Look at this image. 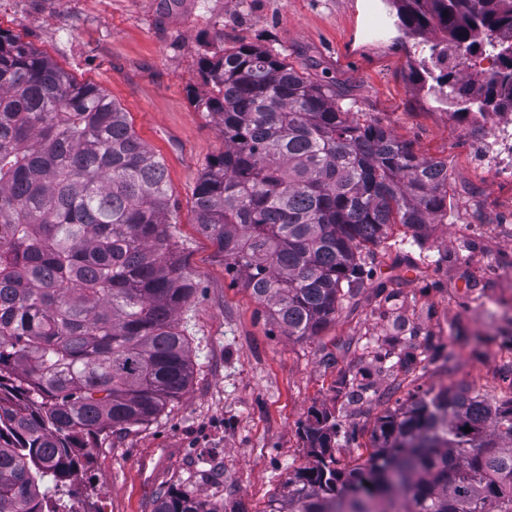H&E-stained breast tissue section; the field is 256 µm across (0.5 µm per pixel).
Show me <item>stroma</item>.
<instances>
[{
	"instance_id": "stroma-1",
	"label": "stroma",
	"mask_w": 512,
	"mask_h": 512,
	"mask_svg": "<svg viewBox=\"0 0 512 512\" xmlns=\"http://www.w3.org/2000/svg\"><path fill=\"white\" fill-rule=\"evenodd\" d=\"M370 2L0 0V28L105 90L164 159L179 258L197 283L179 316L191 385L154 420L98 437L76 512H153L172 490L265 512L308 462L314 414L335 417L332 453L350 468L378 419L412 395L454 384L512 397V179L494 172L468 119L412 74L417 39L368 35ZM242 41L286 54L335 85L343 105L448 163V208L423 247L395 228L373 248L371 280L314 336L273 324L194 222L198 178L224 151L201 104V62Z\"/></svg>"
}]
</instances>
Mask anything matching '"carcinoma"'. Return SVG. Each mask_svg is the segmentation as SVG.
<instances>
[{
  "label": "carcinoma",
  "mask_w": 512,
  "mask_h": 512,
  "mask_svg": "<svg viewBox=\"0 0 512 512\" xmlns=\"http://www.w3.org/2000/svg\"><path fill=\"white\" fill-rule=\"evenodd\" d=\"M427 41L421 74L462 112H512V0H386ZM497 65L463 96L469 55ZM224 153L195 224L290 336H314L364 282V250L444 212L448 163L414 152L288 56L238 43L203 61ZM164 160L126 114L0 28V512H73L93 438L156 418L193 378L177 315ZM471 431L464 432L465 427ZM313 462L266 512H512V398L443 387L381 416L366 460L338 467L336 420L304 427ZM154 512H219L183 492Z\"/></svg>",
  "instance_id": "obj_1"
}]
</instances>
